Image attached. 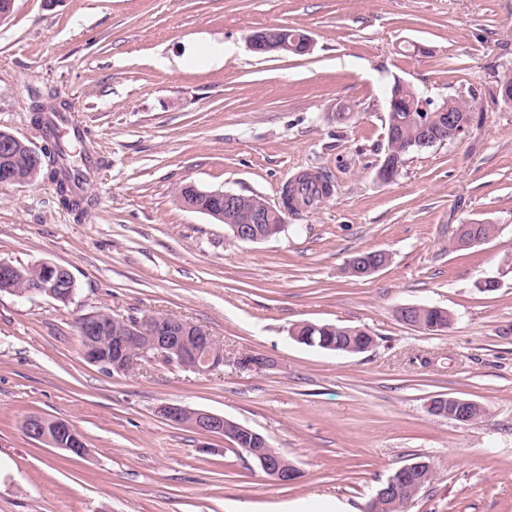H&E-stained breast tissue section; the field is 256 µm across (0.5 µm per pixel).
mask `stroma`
I'll return each instance as SVG.
<instances>
[{"mask_svg": "<svg viewBox=\"0 0 512 512\" xmlns=\"http://www.w3.org/2000/svg\"><path fill=\"white\" fill-rule=\"evenodd\" d=\"M267 26L307 30L311 51L255 55L247 38ZM507 72L512 0H15L0 22V131L43 148L31 105L55 98L101 165L79 222L49 180L0 185V260L57 263L78 284L65 305L0 293V512H364L418 460L435 476L410 512H512V106L492 100ZM397 78L436 105L476 98L480 120L384 183ZM303 171L331 196L263 241L179 200L192 184L277 206ZM468 222L496 231L452 248ZM376 250L384 268L348 274ZM408 305L448 310V329L401 322ZM97 310L191 321L223 343L224 365L91 364L75 322ZM299 323L374 343L339 356L292 339ZM245 353L267 367L239 369ZM442 395L482 418L432 415ZM165 403L262 434L299 479L271 481L224 439L166 420ZM31 414L72 423L86 453L26 437ZM446 402H450L454 406L452 412L448 413V416L465 423L471 421L469 415L474 408H481L479 404L470 400L458 397L447 398L443 396H437L430 401L429 410L431 408H436L435 410H438L439 408L443 407Z\"/></svg>", "mask_w": 512, "mask_h": 512, "instance_id": "obj_1", "label": "stroma"}]
</instances>
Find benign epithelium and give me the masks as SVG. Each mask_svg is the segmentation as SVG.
Instances as JSON below:
<instances>
[{"label":"benign epithelium","mask_w":512,"mask_h":512,"mask_svg":"<svg viewBox=\"0 0 512 512\" xmlns=\"http://www.w3.org/2000/svg\"><path fill=\"white\" fill-rule=\"evenodd\" d=\"M248 42L250 49L261 55L288 50L306 54L310 51L312 38L305 32L297 35L286 27H271L254 31L248 36ZM417 109L421 113L434 111L447 115L448 134L454 139L469 131L467 124L458 118L456 110L446 101L432 108L429 101L421 99ZM17 146L26 149L34 160L41 156L39 150L29 146L19 137L4 131L0 133V155L10 156ZM199 198H208L224 204L223 222L230 225L235 238L255 242L272 236L270 220L278 215L279 208L267 201L263 200L258 205L245 209L240 201L241 194L236 192L204 191L194 185H186L180 190V201L185 208L206 215H215V212L197 204ZM36 266L41 272V280L39 286L32 289L31 293L46 295L65 303L70 301L72 295L60 288L61 273L66 267L47 261L38 262ZM302 328L301 324L295 326L291 336L314 347L336 349V340L325 337L317 342L311 336L301 335ZM214 342L215 337L188 320L172 315L158 318L152 314H145L134 321L112 317V356H101L97 343L89 338L82 349L83 357L88 362L105 369L110 368L117 373L130 371L142 357L147 361L160 359L168 365L179 364L206 375L224 364V357L213 352ZM448 402L453 405V410L448 416L465 423L470 421V412L478 407L477 403L470 400L458 397L449 399L443 396L433 398L429 407L439 409ZM159 413L166 419L184 424L204 436L222 437L230 441L234 448L249 456L267 477L278 483H287L290 477L296 474L294 466L284 459L265 457L253 448V445L265 442L264 437L221 414L177 404H165L159 408ZM25 430L36 442L73 454H85V449L81 448V441L74 434L73 427L66 421L49 424L43 416L34 414L27 417ZM423 470H432L431 463L416 461L395 470L377 490L367 512H380L388 508L387 502L394 497L403 475Z\"/></svg>","instance_id":"obj_1"}]
</instances>
